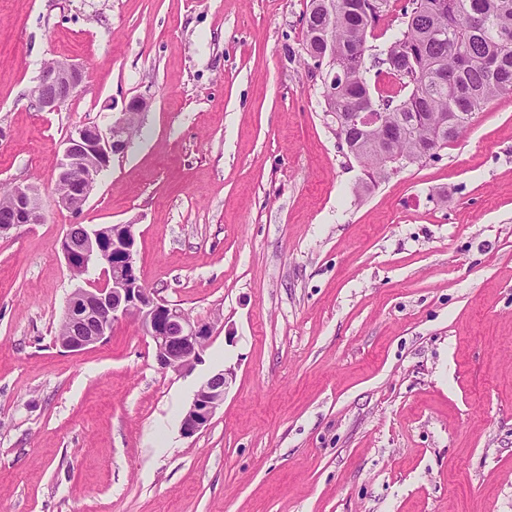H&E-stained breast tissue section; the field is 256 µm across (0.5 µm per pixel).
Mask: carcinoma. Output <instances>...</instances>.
<instances>
[{"label": "carcinoma", "mask_w": 512, "mask_h": 512, "mask_svg": "<svg viewBox=\"0 0 512 512\" xmlns=\"http://www.w3.org/2000/svg\"><path fill=\"white\" fill-rule=\"evenodd\" d=\"M391 0H310L302 55L328 66L327 111L344 118L362 101L407 136L379 142L355 127L336 132L367 180L386 176V156L418 163L427 152L456 139L473 115L494 98L512 93V0H407L404 28L373 57L375 78L388 76L399 100L372 89L366 74L368 37ZM330 41L332 57L322 55Z\"/></svg>", "instance_id": "cac0c4a2"}]
</instances>
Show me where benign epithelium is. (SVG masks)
<instances>
[{"instance_id": "1", "label": "benign epithelium", "mask_w": 512, "mask_h": 512, "mask_svg": "<svg viewBox=\"0 0 512 512\" xmlns=\"http://www.w3.org/2000/svg\"><path fill=\"white\" fill-rule=\"evenodd\" d=\"M82 83L83 70L79 65L50 61L38 77L36 106L44 112H58L78 93ZM146 107L144 99L133 97L109 127L102 129L94 123H85L75 128L64 142L57 167L55 184L63 191L53 195L48 203L71 212L82 207L102 172L110 167L114 157L125 152ZM329 116L338 126L345 121L373 134H403L399 127L385 129L380 113L362 107L344 121L333 112ZM48 203L37 187L14 186L9 202L11 219L0 227V234L21 224L42 223ZM134 246L132 224L71 225L61 242L67 267L72 268L79 262L97 264L101 266L102 280L76 288L66 303L63 319L72 327V332L61 347L76 352L102 343L115 322L131 318L152 341L160 369L190 371L201 361L214 325L190 318L145 288L136 272ZM233 377L232 369H222L200 385L182 417L183 436L191 437L208 425L224 402Z\"/></svg>"}]
</instances>
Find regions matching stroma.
Segmentation results:
<instances>
[{"instance_id":"obj_1","label":"stroma","mask_w":512,"mask_h":512,"mask_svg":"<svg viewBox=\"0 0 512 512\" xmlns=\"http://www.w3.org/2000/svg\"><path fill=\"white\" fill-rule=\"evenodd\" d=\"M308 4L0 0V187L50 199L76 127L148 102L80 213L0 236V512H512V93L366 186ZM52 60L85 77L42 112ZM129 223L141 282L215 325L192 370L131 319L55 340L68 226ZM234 373L231 368L222 369L207 378L194 394L192 403L181 420V433L192 437L206 427L216 410L224 402V396Z\"/></svg>"}]
</instances>
